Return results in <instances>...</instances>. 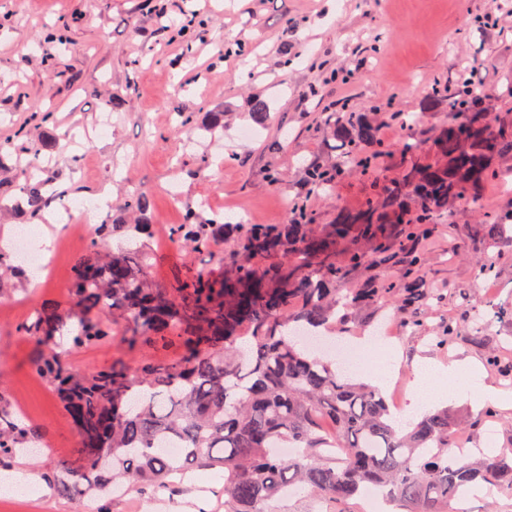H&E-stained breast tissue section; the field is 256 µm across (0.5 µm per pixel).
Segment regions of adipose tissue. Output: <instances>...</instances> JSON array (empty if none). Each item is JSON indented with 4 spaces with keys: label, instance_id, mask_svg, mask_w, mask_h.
Listing matches in <instances>:
<instances>
[{
    "label": "adipose tissue",
    "instance_id": "obj_1",
    "mask_svg": "<svg viewBox=\"0 0 512 512\" xmlns=\"http://www.w3.org/2000/svg\"><path fill=\"white\" fill-rule=\"evenodd\" d=\"M413 385L426 400L434 401L466 389L474 402L475 410L500 401L501 394L494 387L476 382V369L466 360H454L441 365L429 360L415 364Z\"/></svg>",
    "mask_w": 512,
    "mask_h": 512
}]
</instances>
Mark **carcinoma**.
<instances>
[{
  "label": "carcinoma",
  "mask_w": 512,
  "mask_h": 512,
  "mask_svg": "<svg viewBox=\"0 0 512 512\" xmlns=\"http://www.w3.org/2000/svg\"><path fill=\"white\" fill-rule=\"evenodd\" d=\"M485 82L437 81L420 111L394 112L406 136L399 142L409 163L399 176L378 185L375 197L356 208L336 206L334 228L319 234L307 205L292 206L286 224L205 222L189 208L173 225L172 241L196 251H217L234 238L246 256L271 258L262 270L239 264L221 277L203 272L177 277L169 288L148 282L151 254L139 242L149 236L143 217L148 193L126 198L104 225V235L122 237L126 247L109 252L105 239L93 238L74 263L68 286L69 310L41 305L19 333L34 340L32 373L44 378L79 432L71 463L57 466L51 482L60 495L83 500L112 496L117 488L153 498L170 490L176 470L224 472V512H273L272 504L297 491L326 506L362 496L369 488L384 493L400 512H465L456 508L459 492L492 483L512 490V448L476 458L448 457V439L458 425L448 407L402 423L382 392L336 369V358L294 340L303 329L317 332L344 323L363 306L376 317L405 312L404 327L421 328L425 310L443 302L438 288L425 287L421 272L425 246L440 226L448 204L468 198L481 203L489 180H503L512 169L499 166L512 156V113L486 107ZM448 112L434 142L431 160L415 130L428 113ZM354 112L346 102L326 109L325 122L340 143L333 166L307 164L304 189L329 191L351 171L375 172L394 145L387 142L371 113ZM180 126L213 134L224 128V113L209 112L195 125L178 113ZM55 143L39 141L21 168L23 202L19 212L34 218L52 202V182L41 177V163ZM493 240L512 254V208L487 211L472 242ZM345 242V251L337 245ZM392 258L402 279L372 280L350 288L352 273ZM0 271L20 279L29 269L0 251ZM132 323L130 347L152 344L158 350L177 341L182 354L155 357L137 369L115 360L85 373L74 371L56 349L68 335L75 347H93L111 338L103 313ZM485 310L469 307L470 340L485 335ZM35 432L15 420L0 403V465ZM285 443L299 452L282 457ZM344 449L340 458L334 447Z\"/></svg>",
  "instance_id": "carcinoma-1"
}]
</instances>
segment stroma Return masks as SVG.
I'll use <instances>...</instances> for the list:
<instances>
[{
	"label": "stroma",
	"mask_w": 512,
	"mask_h": 512,
	"mask_svg": "<svg viewBox=\"0 0 512 512\" xmlns=\"http://www.w3.org/2000/svg\"><path fill=\"white\" fill-rule=\"evenodd\" d=\"M512 13V0H0V141L14 140L15 153L0 159V245L19 224L13 204L20 198L15 160L25 157L26 141L53 138L57 149L46 172L61 197L93 201L108 192L101 219H109L123 201L148 193L147 217L153 226L144 243L152 253L153 287L166 288L186 271L223 274L238 262L232 244H224L223 264L173 243L171 226L186 208L204 218L223 216L238 223L284 224L293 190L303 179L305 162H335V141L323 111L347 100L361 111L376 103L392 112L417 111L431 84L456 79L476 57L489 68L486 80L512 76V31L487 30L477 19ZM200 28L176 35L189 14ZM470 36H460L465 21ZM54 28L65 39L49 54L40 45ZM267 101L270 119L257 122L252 102ZM52 119L34 125V109ZM224 114L215 137L180 128L179 112L204 122L206 113ZM31 129L29 140L15 139L18 127ZM280 180L270 183L268 169ZM371 191L354 174L333 193L314 192L308 205L317 229L329 230L337 204L360 205ZM512 206V182L488 183L481 207L457 202L451 222L455 235L439 234L426 245L425 279L442 289L441 310L422 319L420 330L393 341L404 375L400 400L414 401L413 365L418 360L474 362L484 384L500 390L496 408L498 446L512 445V390L499 368L487 366L488 351L501 365L512 363V322H498L483 345L472 343L467 324L459 338L436 346L443 320L475 304L512 301V258L496 246L467 240L483 211ZM71 241L51 255L48 283L0 278V398L40 434L35 456H19L0 468V478L19 475L37 484L33 495L0 485V512H78L76 500L56 495L48 484L51 466L68 458L78 432L46 383L29 369L33 346L18 333L33 308L43 302L69 307L68 284L75 260L89 238ZM496 262L492 292L476 288L477 259ZM113 337L94 347L62 344L78 372L123 361L139 367L153 355L145 344L129 348L127 324L112 322ZM205 492L170 490L164 503L131 493L110 500L109 512H224V476L198 470Z\"/></svg>",
	"instance_id": "stroma-1"
}]
</instances>
